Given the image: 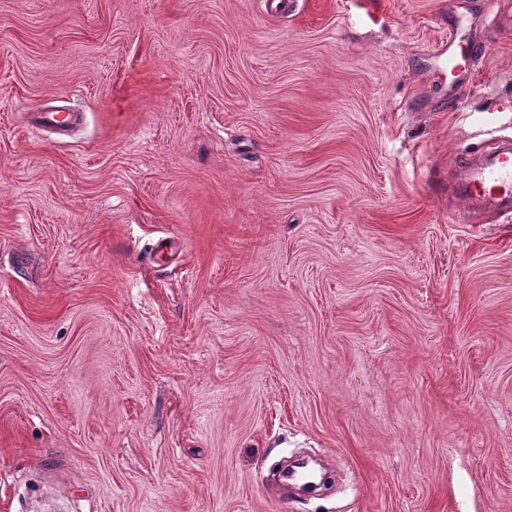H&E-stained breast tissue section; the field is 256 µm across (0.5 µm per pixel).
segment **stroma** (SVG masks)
Masks as SVG:
<instances>
[{
	"mask_svg": "<svg viewBox=\"0 0 512 512\" xmlns=\"http://www.w3.org/2000/svg\"><path fill=\"white\" fill-rule=\"evenodd\" d=\"M488 13L0 0V512H512V221L448 197L512 140Z\"/></svg>",
	"mask_w": 512,
	"mask_h": 512,
	"instance_id": "stroma-1",
	"label": "stroma"
}]
</instances>
